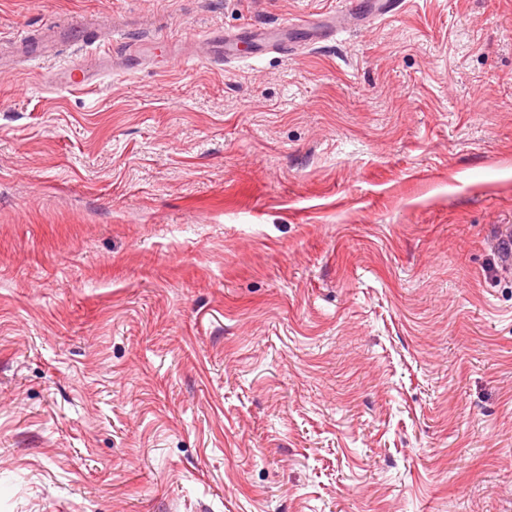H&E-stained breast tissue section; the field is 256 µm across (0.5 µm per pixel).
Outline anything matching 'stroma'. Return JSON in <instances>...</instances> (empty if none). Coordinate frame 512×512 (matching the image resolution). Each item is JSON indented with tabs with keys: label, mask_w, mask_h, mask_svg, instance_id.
<instances>
[{
	"label": "stroma",
	"mask_w": 512,
	"mask_h": 512,
	"mask_svg": "<svg viewBox=\"0 0 512 512\" xmlns=\"http://www.w3.org/2000/svg\"><path fill=\"white\" fill-rule=\"evenodd\" d=\"M335 10L0 0V512H512V0ZM97 17L125 77L11 45ZM355 0H341V9L336 14L329 16V25L319 29L320 36L324 37L329 32H335L336 29H344L349 23V18L356 14L357 4ZM89 44L87 46H91L97 44L94 49V52L100 47H103V50L96 53L103 62H107L108 59L112 60V42H120L127 46V50L130 54L142 53L145 54L148 47L151 43L145 44L141 39H137V43H131L126 33L116 25H112V28H108L107 32L104 36L101 35V32L96 31L91 34L88 38ZM200 39L206 41V59L210 63L224 64V58L238 57L239 42H248L252 49V58L263 55L267 45L274 39L267 32L254 28H245L233 35H224V31L212 30ZM62 68L67 72V88L77 89L88 87L94 81V75L92 74L87 64H85L83 61L82 63H69L65 66H62Z\"/></svg>",
	"instance_id": "1"
}]
</instances>
